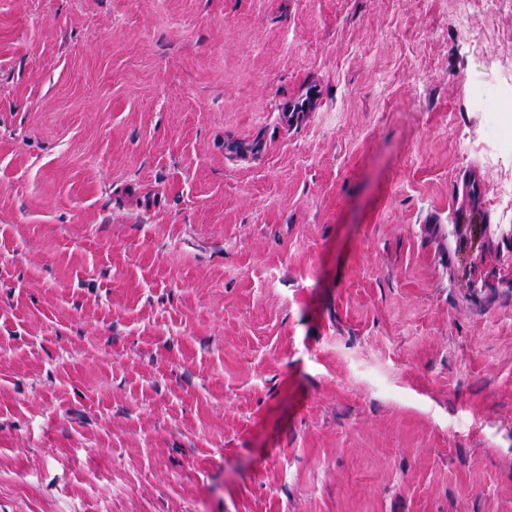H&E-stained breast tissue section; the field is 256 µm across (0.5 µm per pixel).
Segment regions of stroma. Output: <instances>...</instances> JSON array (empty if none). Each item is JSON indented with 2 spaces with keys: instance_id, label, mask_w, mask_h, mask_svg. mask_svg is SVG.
<instances>
[{
  "instance_id": "stroma-1",
  "label": "stroma",
  "mask_w": 512,
  "mask_h": 512,
  "mask_svg": "<svg viewBox=\"0 0 512 512\" xmlns=\"http://www.w3.org/2000/svg\"><path fill=\"white\" fill-rule=\"evenodd\" d=\"M511 71L486 0H0V512H512Z\"/></svg>"
}]
</instances>
